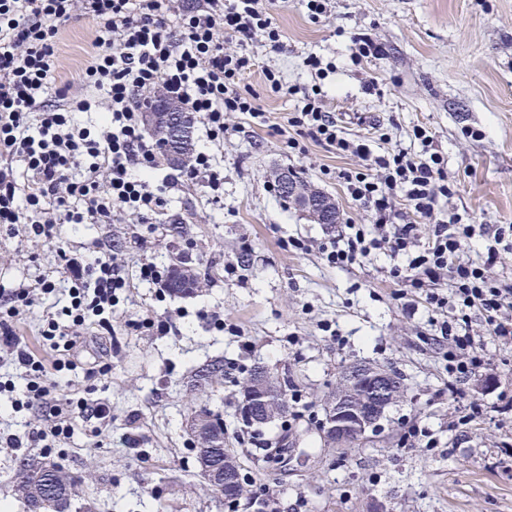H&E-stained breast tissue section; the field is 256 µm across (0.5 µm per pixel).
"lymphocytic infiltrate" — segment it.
Listing matches in <instances>:
<instances>
[{"label":"lymphocytic infiltrate","instance_id":"1","mask_svg":"<svg viewBox=\"0 0 512 512\" xmlns=\"http://www.w3.org/2000/svg\"><path fill=\"white\" fill-rule=\"evenodd\" d=\"M83 10L96 31L95 51L80 75L79 87L51 89L48 79L58 59L59 28L76 10ZM234 40L238 49L227 52L220 37ZM266 37L272 51L283 48L263 0H191L174 9L170 0H0V226L14 230L24 211L41 213L46 199H54L58 218L32 222L35 237H53L55 220L94 224L122 210L148 222L161 211L165 199L149 174L156 170L155 147L142 132L143 110L155 91L163 89L198 114L210 142L224 141V115L245 112L258 117L239 82L254 65L249 45ZM56 105H46L48 94ZM303 106L288 120L299 137L332 147L340 154L361 158L360 168L342 175L353 201L365 212L368 224L346 222L324 246L325 262L336 268L372 261L379 254L405 256V266H393L391 277L407 292L424 296L441 315V336L448 339V392L457 395L471 378L488 370L490 360L483 339L472 335V317L482 320L485 337L512 347V281L489 276L499 251L488 247L483 260L463 258L476 227L460 213H442L440 198L454 187L444 170V158L433 138L415 128L416 152L373 150L369 143L343 135L323 100L302 92ZM76 112L102 113L98 130L75 125ZM20 157L32 173L19 188L10 157ZM78 178H71L73 168ZM430 233H423V224ZM69 283L70 305L65 321L47 316L42 331L53 350H75L81 343L78 327L90 318L107 325V315L128 282L107 253L58 250ZM54 280L42 277L31 286L10 289L6 316H0V362L20 370L27 381L29 400L48 405L44 426L65 435L72 419L93 411L111 422L109 406L88 408L84 399L51 394L48 371L25 348L14 320L36 294H49Z\"/></svg>","mask_w":512,"mask_h":512}]
</instances>
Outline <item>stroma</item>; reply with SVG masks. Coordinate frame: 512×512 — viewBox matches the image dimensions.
<instances>
[{
  "instance_id": "obj_1",
  "label": "stroma",
  "mask_w": 512,
  "mask_h": 512,
  "mask_svg": "<svg viewBox=\"0 0 512 512\" xmlns=\"http://www.w3.org/2000/svg\"><path fill=\"white\" fill-rule=\"evenodd\" d=\"M266 10L284 47L275 53L254 43L255 65L240 88L252 93L270 124L225 114L224 145L214 151L223 189L212 192L203 180L180 179L161 165L152 180L167 205L154 223L117 211L108 224L59 225L49 243L0 229V289L35 284L47 273L56 282L55 292L38 296L16 324L45 365L56 353L41 336L43 320L70 301L56 248L111 246L130 285L113 308L111 334L97 335L93 323L81 327L85 341L71 353L72 367L50 374L88 406L109 404L111 423L84 414L65 438L0 447V506L7 512H25L10 481L28 455L59 463L76 478L73 512H156L161 504L167 512H259L251 491L231 507L198 475L189 423L202 407L221 414L225 445L282 512H512V421L493 409L501 393L512 395V348L486 338L489 370L450 396L448 342L424 300L395 299L391 259L327 266L320 248L338 225L314 223L274 187L277 174L291 170L329 196L341 219L366 221L339 177L358 168L359 157L307 139L303 153L288 149L296 134L288 119L299 99L287 89L320 84L345 133L379 124L392 145L409 149L414 127L431 132L456 190L440 208L467 212L481 226L482 235L463 252L478 259L496 229L512 225V0H330L318 18L307 0H266ZM356 32L376 37L383 54L353 62ZM95 36L80 13L61 28L52 86L77 83ZM312 54L331 65L323 80L303 64ZM269 70L280 76L283 92L271 91ZM369 81L376 85L370 93ZM296 240L304 250L293 248ZM145 257L165 269L186 260L199 289L175 297L139 282ZM147 318L168 321L169 331L135 329ZM217 356L227 371L223 385L190 390V370ZM102 363L111 366L107 375L89 374ZM358 363L395 370L404 393L367 441L334 449L320 423L341 373ZM254 367L293 379L302 397L287 420L266 425L257 440L237 416L244 372ZM0 378L14 384L0 392V434L27 439L41 426V410L15 407L25 382L12 367H0ZM473 402L485 405L487 415L458 426ZM412 425L430 432L432 447L402 446ZM301 497L306 506H298Z\"/></svg>"
}]
</instances>
